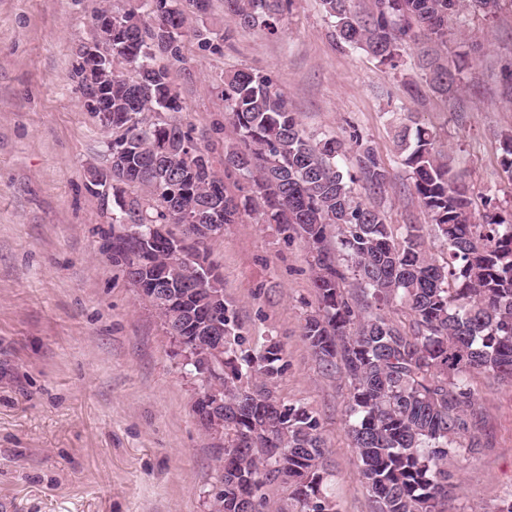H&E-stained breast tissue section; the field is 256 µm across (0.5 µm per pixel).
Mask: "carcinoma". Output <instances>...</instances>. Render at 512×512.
<instances>
[{
  "label": "carcinoma",
  "instance_id": "carcinoma-1",
  "mask_svg": "<svg viewBox=\"0 0 512 512\" xmlns=\"http://www.w3.org/2000/svg\"><path fill=\"white\" fill-rule=\"evenodd\" d=\"M198 17L210 0H131L112 12L94 45L100 61L81 56L79 72L96 65L87 97L108 90L112 120V232L103 247L133 287L146 280L192 279L194 259L207 241L188 224H212L224 212L295 230L305 241L317 310L306 315L302 338L319 367L348 387L344 416L373 512H445L457 487L451 465L479 447L477 393L469 378L485 373L512 381V212L497 208L475 218L469 187L444 161L437 135L412 121L399 136L401 164L411 191L428 216V229L386 222L375 206L357 200V179L342 165L345 144L333 134H306L288 97L263 70L224 75V112L235 146L224 171L245 181L231 192L203 162L188 154L198 145L192 129L171 114L183 111L168 62L182 59L184 5ZM291 0H224L227 24L263 28L271 35ZM336 45L356 48L396 69L409 43L420 46L428 90L440 97L461 89L470 52L448 56L449 22L464 10L494 17L502 0H373L358 13L350 0H321ZM366 188L378 194L389 170L355 138ZM501 166L512 174V134L501 135ZM130 187L146 192L131 196ZM175 224L181 255L166 245L146 251L133 230ZM438 241L443 257L432 251ZM172 298L153 306L162 321L178 314L186 343L202 346L201 383L224 387V457L213 512H266L269 486L291 488L290 505L276 512H337L326 489V448L319 417L277 397L287 367L283 346L267 341L256 355L242 349L247 331L228 300L218 323L224 350L205 344L198 328L212 316L204 289L171 288ZM401 306L406 321L390 316Z\"/></svg>",
  "mask_w": 512,
  "mask_h": 512
}]
</instances>
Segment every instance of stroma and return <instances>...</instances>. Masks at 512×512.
Here are the masks:
<instances>
[{
  "instance_id": "stroma-1",
  "label": "stroma",
  "mask_w": 512,
  "mask_h": 512,
  "mask_svg": "<svg viewBox=\"0 0 512 512\" xmlns=\"http://www.w3.org/2000/svg\"><path fill=\"white\" fill-rule=\"evenodd\" d=\"M117 0H0V512H211L224 445L197 422L200 383L182 366L156 311L112 265V193L90 191L91 171L109 165L101 127L75 75L78 48L101 41L97 10ZM221 30L224 0L190 18L184 60L171 70L181 90L177 118L194 129L216 175L230 130L221 94L225 72H271L309 135L359 134L391 181L358 199L391 224H423L395 133L407 113L433 126L464 171L473 211L512 209V175L500 166V134L512 129L502 96L512 69V0L496 17L467 12L462 33L472 66L461 93L412 98L424 84L417 48L400 69L334 44L320 0H292L282 33L234 29L202 44L200 27ZM224 295L251 346L283 343L288 368L279 395L319 415L328 485L339 512H371L344 420L348 389L319 368L301 338L316 307L312 271L298 237L251 216L209 242ZM481 399L478 454L456 466L448 512H495L512 499V384L471 379Z\"/></svg>"
}]
</instances>
